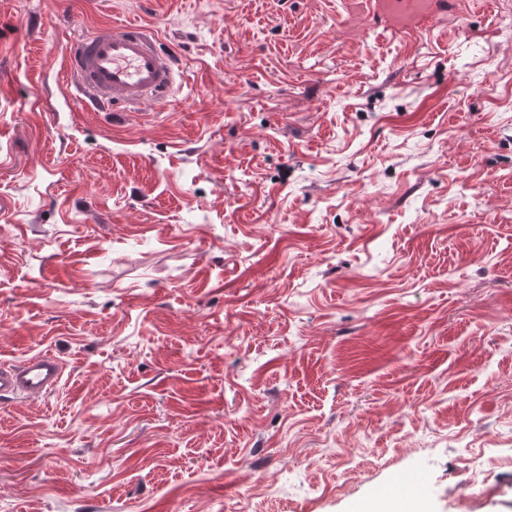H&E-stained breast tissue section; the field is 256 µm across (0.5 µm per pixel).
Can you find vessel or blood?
I'll return each instance as SVG.
<instances>
[{
  "instance_id": "vessel-or-blood-1",
  "label": "vessel or blood",
  "mask_w": 512,
  "mask_h": 512,
  "mask_svg": "<svg viewBox=\"0 0 512 512\" xmlns=\"http://www.w3.org/2000/svg\"><path fill=\"white\" fill-rule=\"evenodd\" d=\"M366 2L395 34L435 27L448 11L447 0ZM66 71L74 93L95 104L121 101L144 108L177 92L172 56L159 48L152 31L131 22L97 28L72 43ZM63 374L61 360L50 352L1 364L0 397H42L58 387Z\"/></svg>"
}]
</instances>
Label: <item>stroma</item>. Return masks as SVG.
I'll use <instances>...</instances> for the list:
<instances>
[{"label":"stroma","mask_w":512,"mask_h":512,"mask_svg":"<svg viewBox=\"0 0 512 512\" xmlns=\"http://www.w3.org/2000/svg\"><path fill=\"white\" fill-rule=\"evenodd\" d=\"M512 0H0V512H512ZM134 21L176 97L102 112ZM373 16L385 21L395 34L433 28L448 12L446 0H365ZM158 41L147 28L124 22L73 42L66 65L73 93L94 104L121 101L138 108L174 96V61ZM63 374V363L51 352L29 356L19 364L1 362L0 397L40 398L58 387Z\"/></svg>","instance_id":"obj_1"}]
</instances>
